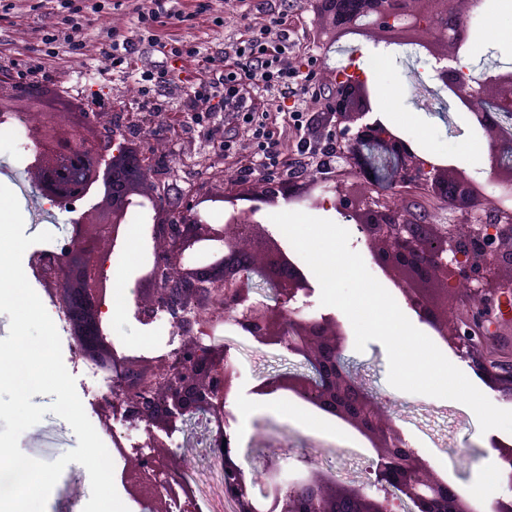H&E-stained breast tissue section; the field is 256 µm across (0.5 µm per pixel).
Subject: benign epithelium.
Here are the masks:
<instances>
[{
    "label": "benign epithelium",
    "mask_w": 512,
    "mask_h": 512,
    "mask_svg": "<svg viewBox=\"0 0 512 512\" xmlns=\"http://www.w3.org/2000/svg\"><path fill=\"white\" fill-rule=\"evenodd\" d=\"M329 2L322 15L332 25L330 43L407 45L436 60V93H448L488 138V180L424 158L375 115L366 80L338 72L325 106L345 126L316 143L336 174L317 169L276 183L260 177L247 191L172 204L154 187H144L146 168L115 132L104 139L76 138L72 124L97 125L102 113L45 106L36 92L23 106L17 91L0 80V115L18 116L29 126L34 187L73 213L64 248L42 254L37 264L75 336L76 355L112 375L113 389L103 395L102 406L146 435L151 453L132 456L125 479L144 493L149 512H170L163 500L179 496L169 480L158 482L169 460L158 449L193 418L205 422L235 512H472L462 491L405 437L390 399L375 395L357 373L346 355L343 324L333 314L303 313L298 302L311 296L312 284L254 216L288 201L335 209L355 224L372 262L400 288L419 321L490 389L511 398L512 353L492 348L486 335L492 306L512 291V138L500 135L512 115V69L475 77L461 63L460 49L469 38L464 17L479 0ZM96 178L106 184L107 198L77 210L75 203L89 195ZM426 198L449 213L448 223H434ZM223 205L225 223H208V210ZM137 206L147 208L154 246V262L141 279L146 288L137 299L138 315L149 321L164 312L180 345L152 358L114 348L100 359L99 349L108 344L109 252L125 241L126 214ZM226 324L300 358L304 370L273 375L255 392L295 393L370 439L376 458L366 466L364 481L335 479L309 455L301 457L307 474L287 485L274 479L271 459L245 473L226 411L238 372L216 339ZM492 445L512 490V446L496 440Z\"/></svg>",
    "instance_id": "1"
}]
</instances>
